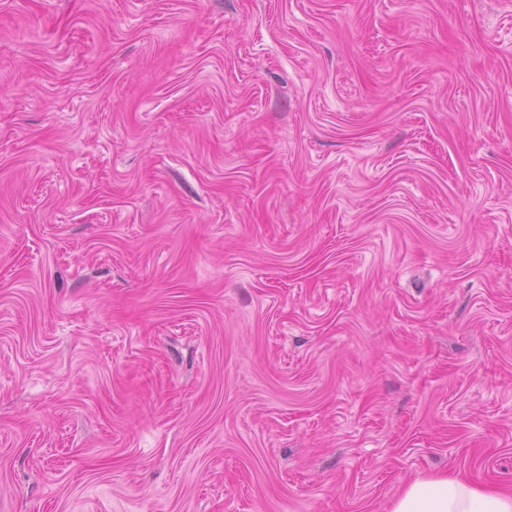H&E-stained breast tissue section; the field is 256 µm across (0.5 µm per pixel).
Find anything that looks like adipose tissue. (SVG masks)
<instances>
[{"label":"adipose tissue","mask_w":512,"mask_h":512,"mask_svg":"<svg viewBox=\"0 0 512 512\" xmlns=\"http://www.w3.org/2000/svg\"><path fill=\"white\" fill-rule=\"evenodd\" d=\"M392 512H512V496L473 486L453 473H440L409 483Z\"/></svg>","instance_id":"obj_1"}]
</instances>
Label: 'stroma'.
<instances>
[{"instance_id":"1","label":"stroma","mask_w":512,"mask_h":512,"mask_svg":"<svg viewBox=\"0 0 512 512\" xmlns=\"http://www.w3.org/2000/svg\"><path fill=\"white\" fill-rule=\"evenodd\" d=\"M512 495V0H0V512ZM392 512H512V496L475 487L453 473H440L409 483Z\"/></svg>"}]
</instances>
